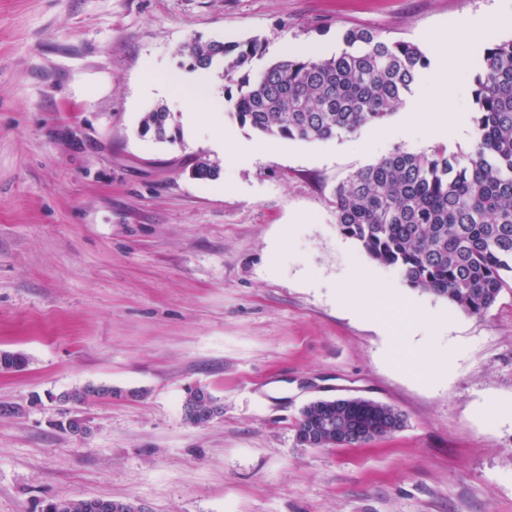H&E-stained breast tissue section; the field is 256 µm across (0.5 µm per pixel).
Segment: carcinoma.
Wrapping results in <instances>:
<instances>
[{"label": "carcinoma", "mask_w": 512, "mask_h": 512, "mask_svg": "<svg viewBox=\"0 0 512 512\" xmlns=\"http://www.w3.org/2000/svg\"><path fill=\"white\" fill-rule=\"evenodd\" d=\"M342 43L334 56L294 55L257 75L249 68L265 52L257 39L191 41L179 54L190 71L221 66L224 98L241 125L314 142L384 123L429 65L418 46L369 29L347 30ZM472 95L476 146L466 160L443 147L431 154L397 148L339 183L333 204L340 233L370 259L396 269L411 287L481 315L512 288V39L486 48ZM140 134L174 141L171 112L157 106L145 113ZM191 172L211 179L218 166L198 157ZM26 363L20 352L0 354L1 371ZM89 396L110 399L112 388L76 389L57 400L78 404ZM393 420L388 405L317 402L301 412L297 440L311 448L358 446L390 435ZM90 504L52 500L44 512H96Z\"/></svg>", "instance_id": "cac0c4a2"}]
</instances>
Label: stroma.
I'll return each mask as SVG.
<instances>
[{
	"label": "stroma",
	"mask_w": 512,
	"mask_h": 512,
	"mask_svg": "<svg viewBox=\"0 0 512 512\" xmlns=\"http://www.w3.org/2000/svg\"><path fill=\"white\" fill-rule=\"evenodd\" d=\"M360 27L419 46L440 41L447 112L433 69L381 125L322 142L259 134L228 113L251 161L228 166L178 134H139L178 99L141 90L145 62L178 77L190 40L260 38L252 71L289 47L321 53ZM512 37V0H0V512L105 498L150 512H512V290L485 314L408 287L343 236L336 185L394 149L466 154L472 90L491 41ZM202 155L215 178L190 174ZM411 308L412 334L359 317L361 270ZM352 294L351 306L336 300ZM423 354L447 373H410ZM89 436L60 431L56 397ZM222 406L184 418L191 389ZM356 396L402 412L390 437L305 448L308 403Z\"/></svg>",
	"instance_id": "35a3bbf8"
}]
</instances>
